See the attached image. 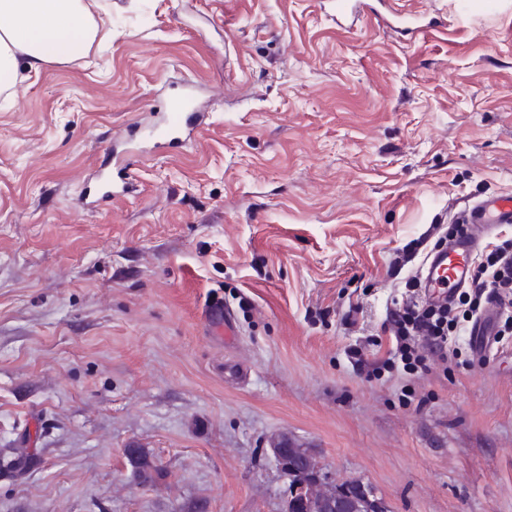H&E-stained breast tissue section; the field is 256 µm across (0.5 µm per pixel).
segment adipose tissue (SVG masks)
Returning a JSON list of instances; mask_svg holds the SVG:
<instances>
[{
	"label": "adipose tissue",
	"instance_id": "adipose-tissue-1",
	"mask_svg": "<svg viewBox=\"0 0 512 512\" xmlns=\"http://www.w3.org/2000/svg\"><path fill=\"white\" fill-rule=\"evenodd\" d=\"M90 0H0V86L21 73L87 55L104 39Z\"/></svg>",
	"mask_w": 512,
	"mask_h": 512
}]
</instances>
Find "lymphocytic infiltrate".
I'll return each mask as SVG.
<instances>
[{
  "instance_id": "1",
  "label": "lymphocytic infiltrate",
  "mask_w": 512,
  "mask_h": 512,
  "mask_svg": "<svg viewBox=\"0 0 512 512\" xmlns=\"http://www.w3.org/2000/svg\"><path fill=\"white\" fill-rule=\"evenodd\" d=\"M500 309L497 338L512 335V238L485 246L478 254L469 280L455 298L446 304L413 299L388 311L387 320L394 346L387 357L374 360L357 356V364L377 372L392 362L404 369L429 372L447 369L458 355L453 337L463 335L487 303Z\"/></svg>"
}]
</instances>
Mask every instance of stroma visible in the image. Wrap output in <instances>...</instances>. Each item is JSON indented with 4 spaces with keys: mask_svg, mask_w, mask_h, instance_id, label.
<instances>
[{
    "mask_svg": "<svg viewBox=\"0 0 512 512\" xmlns=\"http://www.w3.org/2000/svg\"><path fill=\"white\" fill-rule=\"evenodd\" d=\"M328 3L99 0L111 38L0 93V448L40 458L0 512H283V438L390 512H512V336L481 362L460 338L444 375L352 358L392 346L420 268L396 250L512 192V0H401L445 21L413 40ZM195 79L192 145L82 209L112 139ZM215 294L234 335L205 332ZM126 458L137 479L142 482L153 481V473L157 468L142 448H127Z\"/></svg>",
    "mask_w": 512,
    "mask_h": 512,
    "instance_id": "1",
    "label": "stroma"
}]
</instances>
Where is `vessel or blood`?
Masks as SVG:
<instances>
[{"label": "vessel or blood", "mask_w": 512, "mask_h": 512, "mask_svg": "<svg viewBox=\"0 0 512 512\" xmlns=\"http://www.w3.org/2000/svg\"><path fill=\"white\" fill-rule=\"evenodd\" d=\"M399 0H383L382 7H374L371 0H335L333 18L338 27L346 28L362 17H372L387 25L401 27L421 37L427 35L431 24H422L405 17L398 8ZM199 87L188 83L179 94L172 97L168 110L143 133V137L156 147L181 145L193 140L203 127L206 115L198 105ZM130 160L127 151L113 150L112 164L99 170L92 187L88 189V204L99 207L107 201L125 198L138 192V185L129 175ZM455 223L465 224L469 232L465 237L451 240L447 247L428 256L422 266V276L432 295L450 294L463 286L469 266L485 240L500 225L512 224V193H501L481 197L459 210ZM493 311L477 319L468 331L469 339L477 351H485L489 345L490 324ZM205 321L211 335L232 333L234 314L225 307L222 296L209 299L205 310Z\"/></svg>", "instance_id": "b4317fda"}]
</instances>
